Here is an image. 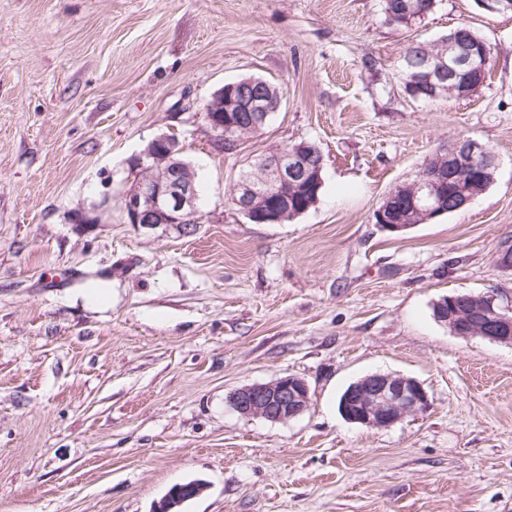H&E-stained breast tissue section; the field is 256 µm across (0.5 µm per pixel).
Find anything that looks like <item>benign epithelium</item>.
I'll return each instance as SVG.
<instances>
[{"label": "benign epithelium", "instance_id": "benign-epithelium-1", "mask_svg": "<svg viewBox=\"0 0 512 512\" xmlns=\"http://www.w3.org/2000/svg\"><path fill=\"white\" fill-rule=\"evenodd\" d=\"M448 55L429 56L422 68L435 99H468L483 87L491 63L490 54L476 52L460 40L455 31L447 36ZM206 121L219 150L235 147L242 124L254 131L265 126L275 112L266 97H255L247 114L225 111L224 89L217 90L206 108ZM179 143L168 135L151 140L134 157L145 174L123 195L128 223L144 229L163 224L182 229L196 223L198 194L192 169L176 156ZM308 144L272 152L261 167L262 177L237 183L231 204L245 218L257 224H280L288 216V187L320 178V166L308 163ZM481 169L494 175L497 157L488 147L474 140H460L428 157L424 173L410 188L411 210L433 220L450 212L444 206L441 185L466 180L468 173ZM390 193L376 210L379 228L399 234L411 225L389 218ZM438 322L462 338L479 337L512 345V304L502 303L495 294L473 293L448 298ZM229 407L244 417H259L271 422H287L302 415L310 403V388L298 376L288 375L267 383L239 387L226 397ZM430 399L415 379L399 375L372 373L356 381L339 407L345 419L368 428L385 429L409 415L425 412Z\"/></svg>", "mask_w": 512, "mask_h": 512}]
</instances>
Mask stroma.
I'll list each match as a JSON object with an SVG mask.
<instances>
[{
	"mask_svg": "<svg viewBox=\"0 0 512 512\" xmlns=\"http://www.w3.org/2000/svg\"><path fill=\"white\" fill-rule=\"evenodd\" d=\"M462 23L491 47L481 90L407 97V42ZM245 77L282 106L218 151L205 106ZM163 134L198 172L186 231L123 210L131 159ZM462 138L495 152L489 188L382 231L388 193ZM301 141L324 157L318 201L247 222L240 170ZM508 250L512 11L437 0L397 29L381 0H0V512H153L190 480L184 512H512V346L432 316L461 291L512 300ZM99 278L104 306L85 299ZM370 373L416 379L429 409L348 423L338 399ZM287 375L311 393L293 420L225 401ZM396 194L392 191L383 201L381 206L375 211L376 216H378L381 220L380 224H377L382 231L399 234L405 232L407 229L411 228L413 225L411 224H402V221H393L389 218L390 209L389 203H393L395 201Z\"/></svg>",
	"mask_w": 512,
	"mask_h": 512,
	"instance_id": "35a3bbf8",
	"label": "stroma"
}]
</instances>
